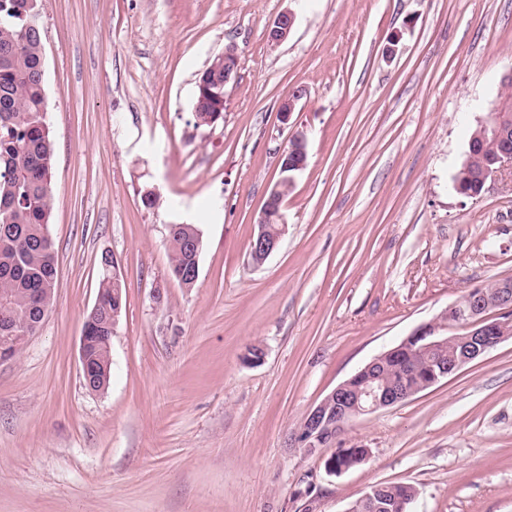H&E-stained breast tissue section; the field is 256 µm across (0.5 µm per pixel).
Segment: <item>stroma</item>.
Returning a JSON list of instances; mask_svg holds the SVG:
<instances>
[{
	"label": "stroma",
	"mask_w": 512,
	"mask_h": 512,
	"mask_svg": "<svg viewBox=\"0 0 512 512\" xmlns=\"http://www.w3.org/2000/svg\"><path fill=\"white\" fill-rule=\"evenodd\" d=\"M42 36L58 288L0 362V512H346L378 483L413 486L410 512H512V338L353 420L340 440L369 456L343 474L294 442L374 357L512 278V177L454 189L512 71V0H43ZM231 43L224 118L195 126V82ZM298 134L288 231L257 266ZM172 224L203 237L191 288L169 276ZM105 252L126 306L93 392L79 343ZM295 18L292 12L285 11L268 27V41L277 46L284 42L290 35L294 26ZM307 146V140L304 135L298 134L296 135L292 143L287 150L284 151L281 155V171L282 173L288 172V169L291 168L295 170L289 171L288 174L293 175L294 173L301 171L305 168L306 162L308 161L309 157V151H307V158L306 162L303 160L301 162L293 161L291 160L292 155L298 150H305V147ZM285 175L283 179L277 183L270 191L269 196L266 200L263 212L261 213V216L259 217V220L257 222L258 231L257 233L253 234L252 236V248L250 250V256L252 259V262L256 265L263 264L266 259L278 248L280 241L287 230V224L285 220V215L280 212L278 213V219H277V212L276 210L268 213V224H267V212L270 211L269 205L275 201V206L279 209V205L282 201V196H278V193L281 191V184L282 182H292L293 176ZM269 225L271 229H275L279 226V229L276 234L270 236L267 233V229L265 225Z\"/></svg>",
	"instance_id": "obj_1"
}]
</instances>
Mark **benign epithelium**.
Listing matches in <instances>:
<instances>
[{
    "instance_id": "1",
    "label": "benign epithelium",
    "mask_w": 512,
    "mask_h": 512,
    "mask_svg": "<svg viewBox=\"0 0 512 512\" xmlns=\"http://www.w3.org/2000/svg\"><path fill=\"white\" fill-rule=\"evenodd\" d=\"M295 18L292 12L285 11L268 27V41L277 46L284 42L290 35ZM224 58V84L228 85L236 80L238 69L237 48L229 45L220 53ZM307 140L304 135H296L289 149L281 155V171L286 173L288 169L301 171L306 162L291 160L297 150H305ZM512 173V148L501 151L498 166L489 173L490 181H495L504 172ZM281 184H276L270 191L263 212L257 222L258 231L252 236V248L250 256L256 265L263 264L266 259L278 248L280 241L287 230L285 215L278 213L279 229L276 234L267 233V212L269 204L280 205L282 198L278 196ZM499 299L494 303L485 300V292L481 287L470 289L471 299L468 304L460 302L452 305L446 311L442 319L423 324L406 336L399 345L380 354L366 364L361 370L349 379L340 383L333 391L313 408L305 417L298 432V442L309 451L326 447L337 440L345 425L361 416L370 415L380 410L390 408L401 403L415 394L437 384L441 380L454 374L465 365L483 356L491 348L509 338L512 330V278L498 280ZM456 326V333L445 335L448 327ZM40 324H34L24 334L18 336L16 326H11L8 335L0 338V358H10L9 345L11 342L22 338L29 340ZM453 344L460 349L459 355L450 364L442 361L438 356L448 345ZM412 349L420 354L430 356L426 365V381L412 391H403L396 386L389 385L381 380L376 367L381 365L384 359L400 350ZM357 451L356 457L366 458L367 449L336 448V455L343 458V463H336L331 458L328 461V470L340 475L355 466L350 460V452ZM382 489L380 485L369 487L346 512H383L386 506L379 497Z\"/></svg>"
}]
</instances>
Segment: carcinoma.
<instances>
[{
    "label": "carcinoma",
    "mask_w": 512,
    "mask_h": 512,
    "mask_svg": "<svg viewBox=\"0 0 512 512\" xmlns=\"http://www.w3.org/2000/svg\"><path fill=\"white\" fill-rule=\"evenodd\" d=\"M42 0H0V50L11 54L0 58V318L26 325L39 322L52 306L57 282L56 256L49 224L54 207V143L47 121L43 86L44 43L32 24L42 17ZM206 86L196 87L192 117L198 126H208V116L224 94V69L210 60ZM512 127V93L504 94L494 112L487 115ZM503 143L483 136L481 127L472 132L468 150L456 177V191L474 198L485 189L480 175L494 166ZM193 224L169 226V274L180 285L194 287L190 279L200 246ZM100 277L97 309L85 319L84 350L96 369L95 390L108 388L112 359L104 336L115 310L112 272L106 256L99 258ZM426 358L411 350L391 355L380 368L388 382L410 388L417 379L406 366L423 364Z\"/></svg>",
    "instance_id": "obj_1"
}]
</instances>
